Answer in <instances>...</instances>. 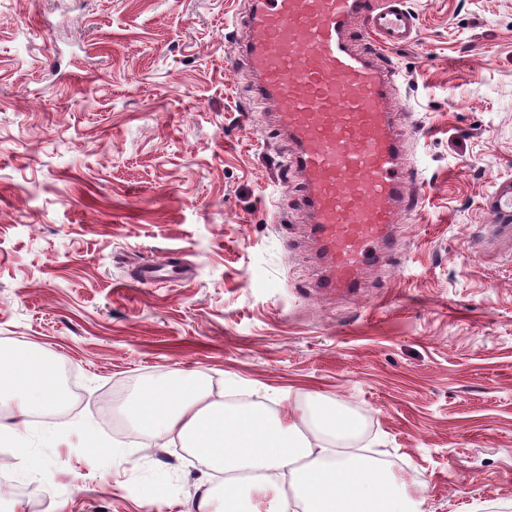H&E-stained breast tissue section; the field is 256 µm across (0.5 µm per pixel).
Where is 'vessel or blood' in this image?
Listing matches in <instances>:
<instances>
[{
    "label": "vessel or blood",
    "mask_w": 512,
    "mask_h": 512,
    "mask_svg": "<svg viewBox=\"0 0 512 512\" xmlns=\"http://www.w3.org/2000/svg\"><path fill=\"white\" fill-rule=\"evenodd\" d=\"M360 15L368 50L350 37ZM241 27L236 65L254 76L305 176L302 208L329 268L320 288L353 292L415 196L393 131L395 71L380 57L410 40L412 18L401 0H249Z\"/></svg>",
    "instance_id": "obj_1"
}]
</instances>
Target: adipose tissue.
<instances>
[{
  "label": "adipose tissue",
  "instance_id": "1",
  "mask_svg": "<svg viewBox=\"0 0 512 512\" xmlns=\"http://www.w3.org/2000/svg\"><path fill=\"white\" fill-rule=\"evenodd\" d=\"M64 403L56 367L40 351L0 345V405L13 410L11 425H0L1 447L20 440L30 415L62 411ZM128 415L137 429L161 442L180 440L223 474L222 488L205 490L188 512H252L257 492L270 494L267 512H420L419 501L372 458L334 457L325 438L350 432L351 417L237 409L191 376L147 385Z\"/></svg>",
  "mask_w": 512,
  "mask_h": 512
}]
</instances>
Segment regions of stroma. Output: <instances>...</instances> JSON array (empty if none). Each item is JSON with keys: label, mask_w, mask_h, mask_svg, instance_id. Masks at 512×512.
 Segmentation results:
<instances>
[{"label": "stroma", "mask_w": 512, "mask_h": 512, "mask_svg": "<svg viewBox=\"0 0 512 512\" xmlns=\"http://www.w3.org/2000/svg\"><path fill=\"white\" fill-rule=\"evenodd\" d=\"M403 5L384 55L419 204L360 291L326 294L290 144L230 63L246 0H0V344L73 387L0 447L7 512H184L217 486L117 426L179 376L356 418L423 512L512 508V0ZM157 259L168 280H141Z\"/></svg>", "instance_id": "1"}]
</instances>
